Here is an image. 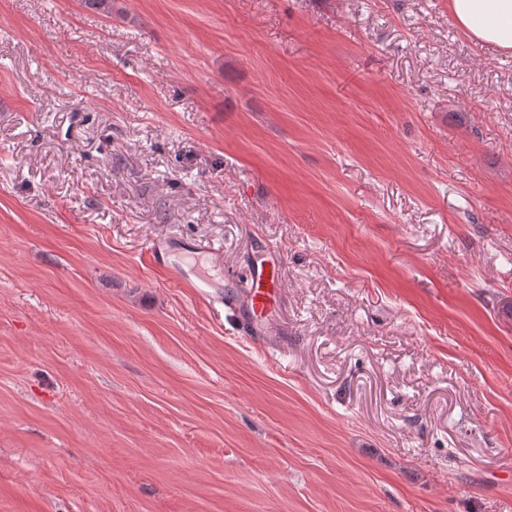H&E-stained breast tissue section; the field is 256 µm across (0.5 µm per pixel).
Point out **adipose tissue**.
<instances>
[{
    "instance_id": "adipose-tissue-1",
    "label": "adipose tissue",
    "mask_w": 512,
    "mask_h": 512,
    "mask_svg": "<svg viewBox=\"0 0 512 512\" xmlns=\"http://www.w3.org/2000/svg\"><path fill=\"white\" fill-rule=\"evenodd\" d=\"M448 8L479 43L512 50V0H448Z\"/></svg>"
}]
</instances>
